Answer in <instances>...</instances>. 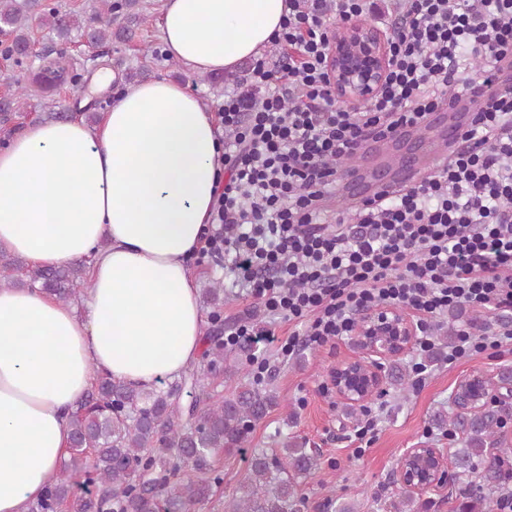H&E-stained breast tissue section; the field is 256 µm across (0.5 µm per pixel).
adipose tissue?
Listing matches in <instances>:
<instances>
[{
  "instance_id": "adipose-tissue-1",
  "label": "adipose tissue",
  "mask_w": 512,
  "mask_h": 512,
  "mask_svg": "<svg viewBox=\"0 0 512 512\" xmlns=\"http://www.w3.org/2000/svg\"><path fill=\"white\" fill-rule=\"evenodd\" d=\"M159 29L191 74L229 72L274 40L288 0H161ZM94 126L37 123L0 149V250L32 264L88 259L83 313L0 289V512H27L56 480L70 417L96 371L150 389L199 357L187 264L224 171L214 117L187 85H124ZM107 247H100V240Z\"/></svg>"
}]
</instances>
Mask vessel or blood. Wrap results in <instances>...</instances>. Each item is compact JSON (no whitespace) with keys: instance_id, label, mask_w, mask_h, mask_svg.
I'll return each instance as SVG.
<instances>
[{"instance_id":"b4317fda","label":"vessel or blood","mask_w":512,"mask_h":512,"mask_svg":"<svg viewBox=\"0 0 512 512\" xmlns=\"http://www.w3.org/2000/svg\"><path fill=\"white\" fill-rule=\"evenodd\" d=\"M470 98L430 113L419 127H406L363 144L353 164L337 177L336 193L354 208L368 199L392 195L420 183L442 162L470 147L466 138L473 117Z\"/></svg>"}]
</instances>
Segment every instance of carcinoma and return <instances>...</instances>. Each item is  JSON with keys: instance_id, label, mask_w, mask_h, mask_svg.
I'll list each match as a JSON object with an SVG mask.
<instances>
[{"instance_id": "1", "label": "carcinoma", "mask_w": 512, "mask_h": 512, "mask_svg": "<svg viewBox=\"0 0 512 512\" xmlns=\"http://www.w3.org/2000/svg\"><path fill=\"white\" fill-rule=\"evenodd\" d=\"M139 0H89L80 11H67L44 0H0V58L33 74L28 83L0 98V125L29 107L28 101L49 97L60 86L77 85L94 68L111 65L112 38L121 39L139 15L132 12ZM45 32V48L54 57L38 58L32 51L33 28ZM85 39L92 52L78 60L67 56L68 45ZM25 270L27 287L67 302L91 288L83 260L66 265H34L10 254H0L3 284H11L8 272ZM220 283L205 289L203 304L211 309L217 328L205 337L203 353L207 370L224 369L238 379L232 395L219 400L209 390L202 370H187L181 382L168 389H142L97 374L91 391L71 419L67 457L44 496L28 512H58L70 502L74 487L88 497L77 512H191L210 498L215 479L213 457L243 452L253 422L278 405V395L257 390L240 368L224 366V319ZM193 391L184 406L182 387ZM512 420V408L493 396L479 398L468 384L457 402L430 415V428L453 432L457 447L452 453L454 472L462 500L458 512H495L496 494L512 480L509 445L502 429ZM278 450L250 449L248 469L224 502V512H301L300 486L315 475L320 459L298 438L275 441ZM183 468L190 475L173 481ZM394 512H423L426 503L418 494L400 488L392 501Z\"/></svg>"}]
</instances>
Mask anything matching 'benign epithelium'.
<instances>
[{
	"mask_svg": "<svg viewBox=\"0 0 512 512\" xmlns=\"http://www.w3.org/2000/svg\"><path fill=\"white\" fill-rule=\"evenodd\" d=\"M389 38L381 29L355 19L336 27L328 53L327 73L336 98L359 106L377 94L386 79ZM418 340L416 323L393 307L362 312L353 343L357 354L336 364L329 382L336 397L364 406L379 395L385 364ZM391 479L424 493L446 486L450 462L443 448H406Z\"/></svg>",
	"mask_w": 512,
	"mask_h": 512,
	"instance_id": "7a95c632",
	"label": "benign epithelium"
}]
</instances>
